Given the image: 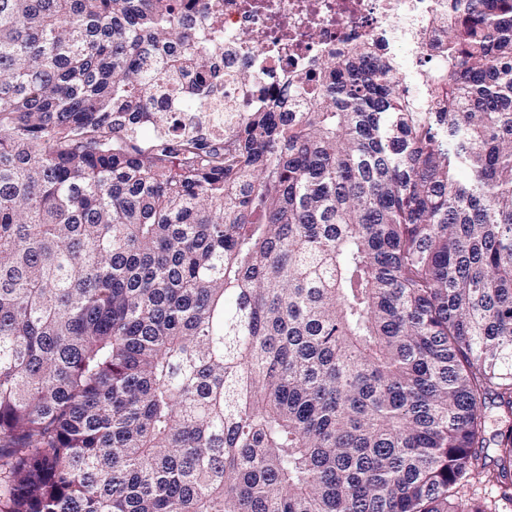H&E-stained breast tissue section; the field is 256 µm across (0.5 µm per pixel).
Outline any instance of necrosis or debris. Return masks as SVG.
<instances>
[{
	"mask_svg": "<svg viewBox=\"0 0 512 512\" xmlns=\"http://www.w3.org/2000/svg\"><path fill=\"white\" fill-rule=\"evenodd\" d=\"M447 11L448 0H224V104L242 117L284 96L297 111L301 100L286 93V80H313L325 57L365 41L411 48L445 73L432 19ZM239 70L251 81L233 80Z\"/></svg>",
	"mask_w": 512,
	"mask_h": 512,
	"instance_id": "4bbe7bcc",
	"label": "necrosis or debris"
}]
</instances>
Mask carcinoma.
<instances>
[{"instance_id": "obj_1", "label": "carcinoma", "mask_w": 512, "mask_h": 512, "mask_svg": "<svg viewBox=\"0 0 512 512\" xmlns=\"http://www.w3.org/2000/svg\"><path fill=\"white\" fill-rule=\"evenodd\" d=\"M453 8L422 96L363 42L217 142L221 0H0V512L512 502V0Z\"/></svg>"}]
</instances>
